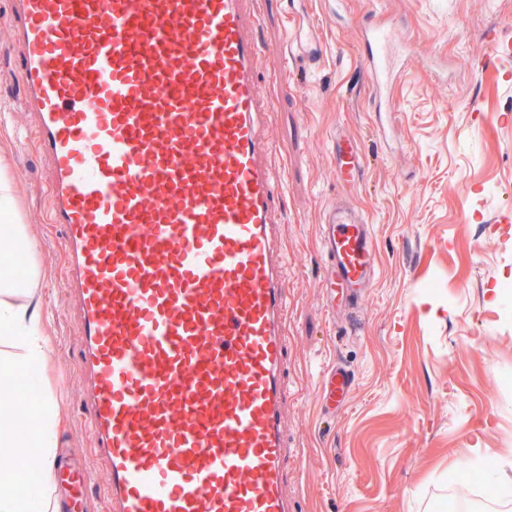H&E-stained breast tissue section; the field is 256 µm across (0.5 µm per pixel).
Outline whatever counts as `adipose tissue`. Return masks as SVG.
<instances>
[{
    "label": "adipose tissue",
    "mask_w": 512,
    "mask_h": 512,
    "mask_svg": "<svg viewBox=\"0 0 512 512\" xmlns=\"http://www.w3.org/2000/svg\"><path fill=\"white\" fill-rule=\"evenodd\" d=\"M39 300L32 281H19L0 275V378L19 371L26 372L32 386H40L38 372L47 358L49 346L41 336ZM39 427L35 435L21 437L18 425L7 416L0 417V452L7 451L19 459L36 457L44 479H51L55 466L57 414L53 405L38 409ZM32 512H54L47 495L31 497L8 474L0 475V512H21L22 506Z\"/></svg>",
    "instance_id": "obj_1"
}]
</instances>
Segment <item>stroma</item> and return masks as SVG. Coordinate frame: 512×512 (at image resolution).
<instances>
[{
	"mask_svg": "<svg viewBox=\"0 0 512 512\" xmlns=\"http://www.w3.org/2000/svg\"><path fill=\"white\" fill-rule=\"evenodd\" d=\"M369 0H303L298 21L315 29L323 57L314 71L292 61L278 0L261 15L262 97L276 112L266 130L286 176L283 243L288 268L290 377L299 392L288 434L300 455L290 475L301 512H448L468 501L459 466L493 448L512 453V321L498 318L500 285L512 279V236L492 225L512 205V53L480 39L495 27L512 43V0H384L404 22L418 56L448 62L447 81L416 67L392 94L400 116L390 138L374 132L375 103L360 68L351 20ZM446 43L432 41L436 30ZM8 0H0V180L14 199L0 225H24L33 243L22 277H35L53 351L39 400L57 411V454L93 474L85 512H106V464L94 452L76 363L82 349L75 301L64 286L63 230L49 220L48 172L21 103ZM366 154L360 186H341L335 137ZM345 197L373 224L378 280L358 300L365 325L346 335L328 318L319 288L317 227ZM356 376L335 415L324 410L322 374L336 363ZM500 381L495 399L484 382Z\"/></svg>",
	"mask_w": 512,
	"mask_h": 512,
	"instance_id": "stroma-1",
	"label": "stroma"
}]
</instances>
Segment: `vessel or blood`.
<instances>
[{"label": "vessel or blood", "mask_w": 512, "mask_h": 512, "mask_svg": "<svg viewBox=\"0 0 512 512\" xmlns=\"http://www.w3.org/2000/svg\"><path fill=\"white\" fill-rule=\"evenodd\" d=\"M22 104L64 225L78 370L110 512H298L288 473V258L283 179L263 134L259 0H10ZM362 72L385 113L414 57L400 20H355ZM290 56L316 65L314 29ZM336 169L365 155L336 135ZM328 312L349 333L378 277L362 213L332 202L319 226ZM345 297L337 309V297ZM355 375L319 382L327 410Z\"/></svg>", "instance_id": "1"}]
</instances>
